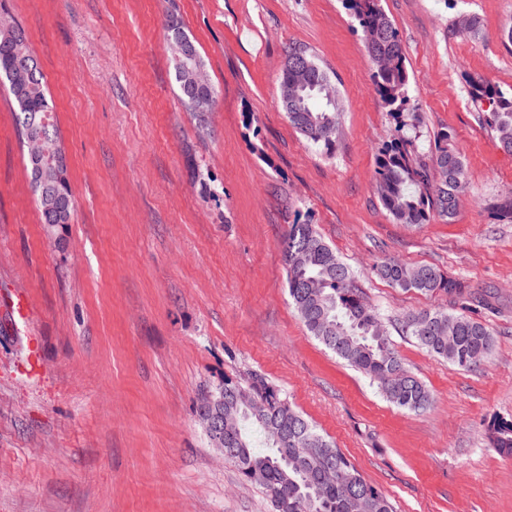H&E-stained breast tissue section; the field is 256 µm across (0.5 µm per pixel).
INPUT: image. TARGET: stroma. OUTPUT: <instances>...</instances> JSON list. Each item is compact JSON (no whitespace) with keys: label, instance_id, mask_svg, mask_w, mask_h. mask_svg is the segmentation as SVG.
I'll return each mask as SVG.
<instances>
[{"label":"stroma","instance_id":"obj_1","mask_svg":"<svg viewBox=\"0 0 512 512\" xmlns=\"http://www.w3.org/2000/svg\"><path fill=\"white\" fill-rule=\"evenodd\" d=\"M410 74L411 149L437 134L466 164L455 216L396 222L375 187L395 132L343 0H6L55 103L74 194L44 224L15 114L0 91V512H271L210 440L202 397L264 375L395 512H512V457L489 440L512 419V156L479 119L468 81L512 93V0H382ZM474 15L481 34L454 28ZM195 44L217 100L179 99L167 26ZM342 96L325 155L284 112L288 47ZM311 224L354 270L384 323L459 312L402 292L374 264H434L485 304L493 353L470 370L392 340L433 395L398 409L306 331L281 242ZM32 303L14 320L17 294ZM38 338L41 361L28 362Z\"/></svg>","mask_w":512,"mask_h":512}]
</instances>
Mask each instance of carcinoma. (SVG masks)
Listing matches in <instances>:
<instances>
[{"instance_id": "1", "label": "carcinoma", "mask_w": 512, "mask_h": 512, "mask_svg": "<svg viewBox=\"0 0 512 512\" xmlns=\"http://www.w3.org/2000/svg\"><path fill=\"white\" fill-rule=\"evenodd\" d=\"M358 22L371 64V76L384 107L397 119L396 135L379 150L376 190L383 206L402 224H423L430 215L454 217L465 189L463 158L442 133L428 159L409 149L402 120L409 102L410 76L397 30L382 0H344ZM288 60L305 59L310 72L286 68L281 91L294 90L288 120L303 139L325 153L335 150L339 134L340 93L328 71L305 50L288 47ZM23 57L27 67L18 69ZM190 71L174 62L178 86L196 81L194 91L215 93L199 53L188 61ZM0 79L17 108L21 136L32 127L42 131L37 149L54 152L59 140L53 123L55 107L43 73L22 26L0 31ZM471 100L488 104L484 121L495 134L500 149L512 155V95L507 96L483 80L470 81ZM283 258L288 296L307 332L349 366L375 383L383 397L397 408L424 412L432 404L425 384L404 364L389 335L381 333L383 321L364 298L351 267L341 260L312 224H292L284 241ZM374 273L402 292L457 296L469 305L480 303L468 296L465 285L430 265L410 266L387 258L373 266ZM402 335L462 369L479 365L494 349L489 328L472 314L422 311L395 323ZM224 409V430L234 438V455L227 459L242 478L251 481L249 469L264 472L261 487L271 504H287L274 512H394L386 494L369 483L341 451L301 414L282 390L265 377L253 374L244 382L224 378L214 396ZM264 406L254 412V404ZM264 440L268 452L253 449V434ZM491 442L500 454L512 456V420H499L491 428Z\"/></svg>"}]
</instances>
